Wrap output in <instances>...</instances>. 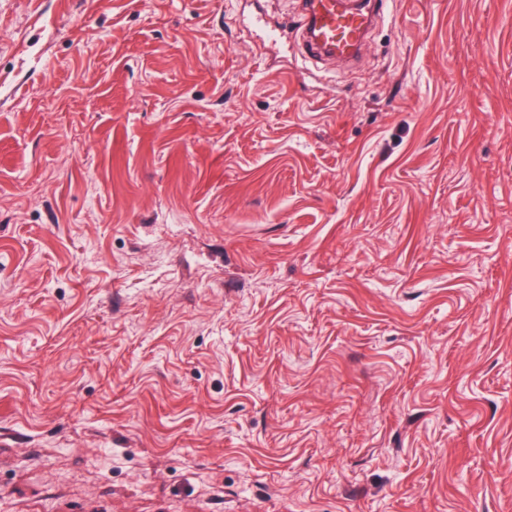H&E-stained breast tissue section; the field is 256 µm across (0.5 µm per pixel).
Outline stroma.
Segmentation results:
<instances>
[{
	"label": "stroma",
	"mask_w": 512,
	"mask_h": 512,
	"mask_svg": "<svg viewBox=\"0 0 512 512\" xmlns=\"http://www.w3.org/2000/svg\"><path fill=\"white\" fill-rule=\"evenodd\" d=\"M298 3L0 0V512H512V0ZM379 0H301L304 46L315 57L352 60L367 39Z\"/></svg>",
	"instance_id": "1"
}]
</instances>
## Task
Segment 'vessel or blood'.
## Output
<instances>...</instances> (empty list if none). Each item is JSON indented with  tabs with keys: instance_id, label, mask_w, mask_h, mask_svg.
<instances>
[{
	"instance_id": "vessel-or-blood-1",
	"label": "vessel or blood",
	"mask_w": 512,
	"mask_h": 512,
	"mask_svg": "<svg viewBox=\"0 0 512 512\" xmlns=\"http://www.w3.org/2000/svg\"><path fill=\"white\" fill-rule=\"evenodd\" d=\"M379 0H301L304 46L315 57L352 60L367 39Z\"/></svg>"
}]
</instances>
